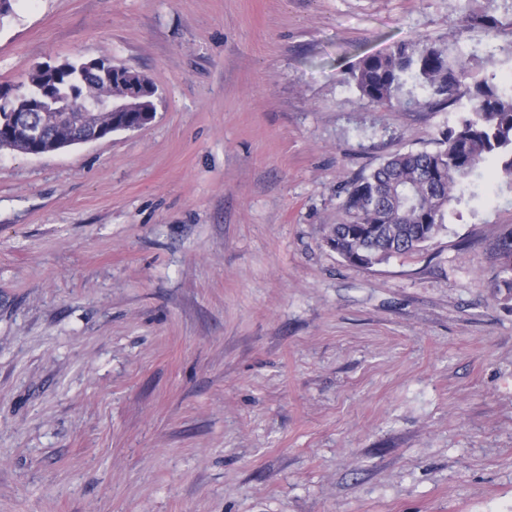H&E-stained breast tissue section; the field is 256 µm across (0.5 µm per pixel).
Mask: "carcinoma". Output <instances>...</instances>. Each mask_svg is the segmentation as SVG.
I'll return each instance as SVG.
<instances>
[{
  "mask_svg": "<svg viewBox=\"0 0 512 512\" xmlns=\"http://www.w3.org/2000/svg\"><path fill=\"white\" fill-rule=\"evenodd\" d=\"M472 26L492 32L498 21L462 10ZM467 60L451 58L427 39L398 42L387 52L359 58L348 73L360 95L386 110L409 105H452L466 98L456 123L440 133L431 150L396 153L339 191V218L325 229V243L351 265L371 268L421 250L445 228L448 207L461 204L460 187L491 157L502 162L501 173L512 180V78L492 74L467 82ZM47 74L37 68L27 76L25 93L41 96ZM414 80L422 98L402 97ZM106 81L84 75L79 61H66L54 87L60 99L79 109L99 99ZM140 113L101 112L102 125L136 121ZM495 279L512 288V227L491 246Z\"/></svg>",
  "mask_w": 512,
  "mask_h": 512,
  "instance_id": "cac0c4a2",
  "label": "carcinoma"
}]
</instances>
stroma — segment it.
<instances>
[{"instance_id":"stroma-1","label":"stroma","mask_w":512,"mask_h":512,"mask_svg":"<svg viewBox=\"0 0 512 512\" xmlns=\"http://www.w3.org/2000/svg\"><path fill=\"white\" fill-rule=\"evenodd\" d=\"M18 0L0 82L103 59L146 127L0 150V512H512V226L497 162L420 251L323 240L338 191L431 150L351 65L424 38L512 75V0ZM490 250L496 270L495 279L512 288V226L497 237Z\"/></svg>"}]
</instances>
